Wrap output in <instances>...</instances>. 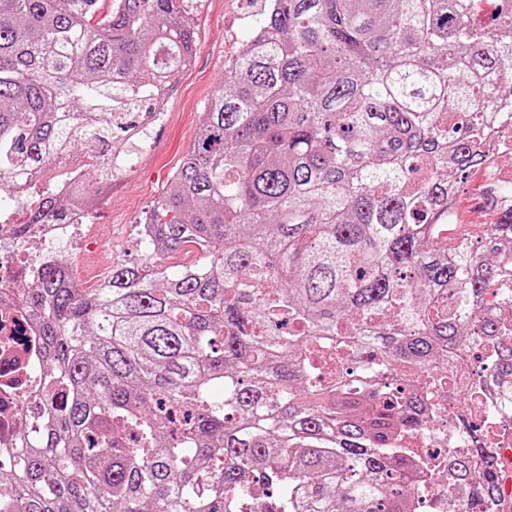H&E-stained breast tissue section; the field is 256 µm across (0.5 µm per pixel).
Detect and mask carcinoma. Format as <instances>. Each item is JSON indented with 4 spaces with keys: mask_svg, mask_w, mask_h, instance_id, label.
I'll list each match as a JSON object with an SVG mask.
<instances>
[{
    "mask_svg": "<svg viewBox=\"0 0 512 512\" xmlns=\"http://www.w3.org/2000/svg\"><path fill=\"white\" fill-rule=\"evenodd\" d=\"M264 0L135 263L80 290L48 265L18 300L48 400L20 414L0 512H412L448 389H499L512 425V183L450 245L448 179L489 163L512 79V0ZM184 0H0V205L65 224L112 182L134 111L188 66ZM78 154L91 179L24 191ZM192 270L157 264L187 247ZM456 302L439 307L448 291ZM489 352L474 380L476 348ZM375 353L379 368L337 361ZM463 445L493 447L460 414ZM477 490L503 512L487 463Z\"/></svg>",
    "mask_w": 512,
    "mask_h": 512,
    "instance_id": "carcinoma-1",
    "label": "carcinoma"
}]
</instances>
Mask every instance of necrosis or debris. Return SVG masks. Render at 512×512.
<instances>
[{"mask_svg": "<svg viewBox=\"0 0 512 512\" xmlns=\"http://www.w3.org/2000/svg\"><path fill=\"white\" fill-rule=\"evenodd\" d=\"M85 212L72 213L65 224H31L24 235H16L11 224L0 225V442L12 444L20 410L40 404L45 395L43 375L38 374L42 344L37 325L28 312L16 301L10 286L18 277L32 278V266L17 264L15 256L26 247L44 254L48 262H55L60 254L57 242H72L81 232ZM459 430L457 410L446 403L438 426L416 440L419 454L444 469L448 466L446 439L455 437Z\"/></svg>", "mask_w": 512, "mask_h": 512, "instance_id": "4bbe7bcc", "label": "necrosis or debris"}]
</instances>
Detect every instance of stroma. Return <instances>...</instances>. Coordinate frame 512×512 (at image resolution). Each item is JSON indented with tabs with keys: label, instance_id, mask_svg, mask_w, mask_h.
I'll list each match as a JSON object with an SVG mask.
<instances>
[{
	"label": "stroma",
	"instance_id": "1",
	"mask_svg": "<svg viewBox=\"0 0 512 512\" xmlns=\"http://www.w3.org/2000/svg\"><path fill=\"white\" fill-rule=\"evenodd\" d=\"M185 5L197 32L195 57L175 74L159 120L142 112L131 117L137 125L149 127V137L134 151L132 165L114 175L111 189L91 211L83 242L72 246V272L84 287L103 279L113 264L141 259L144 246L138 226L168 190L173 171L192 147L202 112L225 68L246 52L249 20L261 0H186ZM492 198L490 176L480 169L470 171L456 197L448 236L461 234L469 225L491 223Z\"/></svg>",
	"mask_w": 512,
	"mask_h": 512
}]
</instances>
